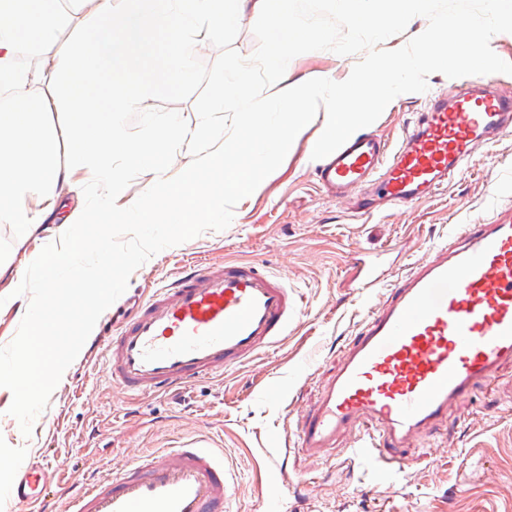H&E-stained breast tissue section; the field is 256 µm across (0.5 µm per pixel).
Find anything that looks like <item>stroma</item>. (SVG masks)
I'll list each match as a JSON object with an SVG mask.
<instances>
[{"instance_id":"obj_1","label":"stroma","mask_w":512,"mask_h":512,"mask_svg":"<svg viewBox=\"0 0 512 512\" xmlns=\"http://www.w3.org/2000/svg\"><path fill=\"white\" fill-rule=\"evenodd\" d=\"M355 57L327 50L293 58L286 74L298 81L322 72L346 80ZM466 56L424 66L391 103L374 111L363 131L397 145L434 94L471 77ZM175 117L195 125L194 99L149 100L124 116L127 134ZM310 126L288 155L271 158L262 184L250 193L218 197L223 217L195 213L178 226L180 245L166 244L165 227L112 225L104 246L124 263L111 302L88 294L92 326L68 354L67 323L44 337V385L27 404L0 390V464L19 470L37 463L66 481L102 479L129 463L128 449L149 454L200 437L224 453L235 475L233 512H512V365L475 383L447 422L400 452L407 471H377L344 449L315 457L295 448L298 415L313 409L321 386L339 366L365 313L387 287L462 224H482L512 208V134L478 148L470 166L432 195L368 214L329 198L315 173L321 157ZM59 221L27 232L0 222V260L24 282L23 295L45 294L44 262L65 243ZM253 261L281 275L299 313L281 341L259 358L186 389L129 398L104 378L93 346L102 318L127 317L175 272L195 261ZM387 275L374 288L361 283L370 264ZM17 307L0 308V370L28 339ZM67 355L62 375L57 356Z\"/></svg>"}]
</instances>
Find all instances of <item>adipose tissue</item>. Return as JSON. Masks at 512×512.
I'll use <instances>...</instances> for the list:
<instances>
[{
    "mask_svg": "<svg viewBox=\"0 0 512 512\" xmlns=\"http://www.w3.org/2000/svg\"><path fill=\"white\" fill-rule=\"evenodd\" d=\"M85 10L74 38L58 43L67 12L62 0H0V221L36 230L58 206V184L93 181L101 190L96 207L73 211L61 235L80 237V247L101 243L98 228L110 224L186 223L188 204L208 206L214 196L256 189L267 173V161L288 154L293 141L315 122H322L325 140L349 135L367 113L389 104L416 67L436 64L445 55L463 54L473 68L489 65L486 39L460 35L440 49L446 29H458L448 17L443 29L418 39L413 53L369 60L355 77L328 97L307 94V88L286 85L268 106L259 107L240 82L225 83L213 99L217 112H232L234 135L217 144L206 128L169 120L142 140L128 138L125 113L146 111L156 86H180L193 77L196 46L223 33L247 13L271 17L265 58L277 64L285 49L310 38V31L290 20L292 0H78ZM445 42V41H444ZM35 54V67L17 63L22 52ZM108 81L105 95L94 84ZM64 116L48 122L50 113ZM192 140L197 159L183 182L147 185L136 200H125L121 182L130 170L166 169L178 145ZM79 247V248H80ZM77 250V249H76ZM76 250L58 252L45 266V296L30 303L31 337L12 368L0 371V386L14 387L40 364L41 319L60 313L75 327H84L81 298L55 300L59 285L94 289L100 302L112 300L119 265L102 253L95 272H86Z\"/></svg>",
    "mask_w": 512,
    "mask_h": 512,
    "instance_id": "ef3b65f1",
    "label": "adipose tissue"
}]
</instances>
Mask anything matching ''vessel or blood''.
Instances as JSON below:
<instances>
[{"mask_svg":"<svg viewBox=\"0 0 512 512\" xmlns=\"http://www.w3.org/2000/svg\"><path fill=\"white\" fill-rule=\"evenodd\" d=\"M512 132V94L483 78L435 96L396 148L366 134L342 137L323 157L319 180L334 200L369 189L408 205L471 163L478 146ZM297 312L282 278L256 263H197L142 302L132 318L104 323L98 347L109 384L132 397L180 390L257 358ZM512 363V216L465 224L432 257L415 262L367 313L316 406L299 422L296 446L326 455L340 439L371 441L383 465L407 462L412 445L479 380ZM46 471L19 472L10 489L22 506L42 502ZM229 473L213 449L191 442L138 457L104 481L60 488L62 512H228ZM59 500V501H60Z\"/></svg>","mask_w":512,"mask_h":512,"instance_id":"b4317fda","label":"vessel or blood"}]
</instances>
